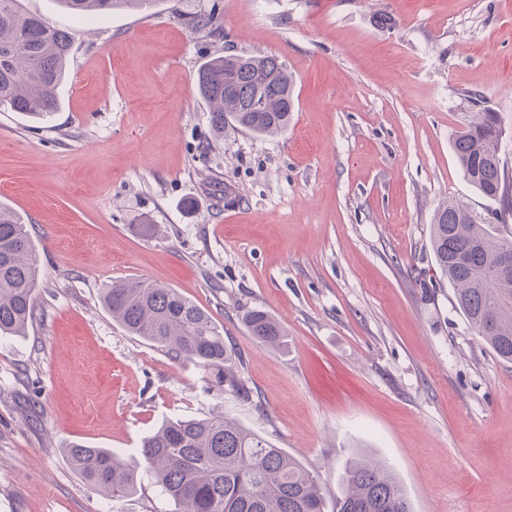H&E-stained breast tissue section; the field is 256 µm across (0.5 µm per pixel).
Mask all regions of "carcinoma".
<instances>
[{
	"mask_svg": "<svg viewBox=\"0 0 512 512\" xmlns=\"http://www.w3.org/2000/svg\"><path fill=\"white\" fill-rule=\"evenodd\" d=\"M59 2L85 20L152 0ZM71 52L68 32L22 11L19 0H0V109L35 118L56 111ZM197 85L218 135L233 128L275 136L288 128L295 109L293 77L273 55L212 58L200 66ZM470 102L471 115L453 139L455 157L477 191L505 202L512 196V180L501 167L499 115L475 95ZM484 222L465 202L446 200L435 212L430 244L469 325L499 359L511 362L512 267L500 269L498 258L512 239L493 234ZM38 282V259L26 224L0 205V336L25 335ZM102 300L128 334L214 370L221 390L239 387L235 352L224 344V328L176 289L116 280L104 289ZM243 320L258 343L284 345L286 331L268 312L251 310ZM66 451L73 469L105 497L136 494L146 476L174 505L172 512H325L321 486L295 457L223 414L163 422L143 438L139 466L107 448L73 443ZM341 482L342 495L332 512H411L399 477L382 460L354 458Z\"/></svg>",
	"mask_w": 512,
	"mask_h": 512,
	"instance_id": "cac0c4a2",
	"label": "carcinoma"
}]
</instances>
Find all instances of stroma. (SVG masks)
<instances>
[{"label":"stroma","instance_id":"35a3bbf8","mask_svg":"<svg viewBox=\"0 0 512 512\" xmlns=\"http://www.w3.org/2000/svg\"><path fill=\"white\" fill-rule=\"evenodd\" d=\"M20 6L67 31L72 54L50 117L0 111V204L41 272L26 335L0 339V512H170L149 484L101 496L65 448L134 464L163 421L220 412L326 499L366 453L414 512H512V363L470 327L430 245L446 199L512 238L452 147L478 93L512 175V0H155L101 21ZM231 53L292 74L283 133H214L197 72ZM125 279L175 288L223 326L240 390L113 321L102 291ZM252 309L283 325L281 348L249 336Z\"/></svg>","mask_w":512,"mask_h":512}]
</instances>
